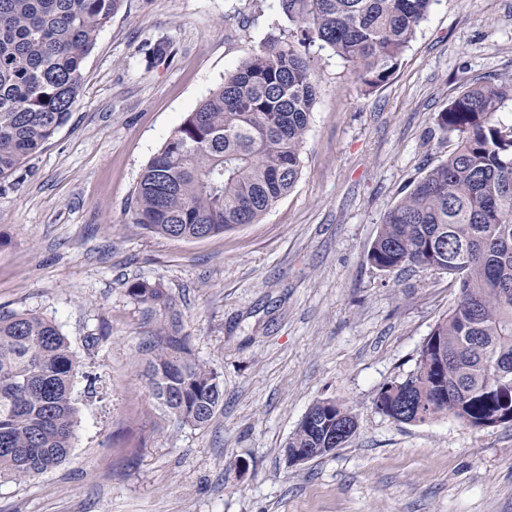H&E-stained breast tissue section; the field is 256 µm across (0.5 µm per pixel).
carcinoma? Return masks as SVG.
<instances>
[{
	"mask_svg": "<svg viewBox=\"0 0 512 512\" xmlns=\"http://www.w3.org/2000/svg\"><path fill=\"white\" fill-rule=\"evenodd\" d=\"M124 0H0V182L63 126L99 32ZM434 0H278L288 27L265 40L189 113L143 170L132 219L175 239H203L255 224L298 180L316 91L288 28L330 48L376 87L399 68ZM512 84L478 82L455 96L436 125L453 139L447 159L383 216L368 252L377 269L448 275L457 303L434 325L417 366L381 388L376 409L404 423L451 417L484 429L512 412V124L498 117ZM129 294L162 312L151 348L153 397L181 424L206 426L224 394L197 360L163 289ZM80 361L53 321L0 314V477L23 481L63 462L78 426ZM286 448L352 439L353 411L311 406Z\"/></svg>",
	"mask_w": 512,
	"mask_h": 512,
	"instance_id": "carcinoma-1",
	"label": "carcinoma"
}]
</instances>
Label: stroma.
<instances>
[{
  "mask_svg": "<svg viewBox=\"0 0 512 512\" xmlns=\"http://www.w3.org/2000/svg\"><path fill=\"white\" fill-rule=\"evenodd\" d=\"M284 20L277 0H125L68 121L0 184V313L56 322L96 377L68 459L0 478V512H512V426L395 422L375 407L458 300L446 275L368 260L384 212L452 148L435 118L478 80L512 81V0H435L396 73L370 88L307 44L316 99L295 187L255 224L200 240L132 223L140 174ZM165 43L167 53L153 48ZM170 296L224 402L178 425L145 366ZM358 418L346 447L286 464L308 409Z\"/></svg>",
  "mask_w": 512,
  "mask_h": 512,
  "instance_id": "35a3bbf8",
  "label": "stroma"
}]
</instances>
